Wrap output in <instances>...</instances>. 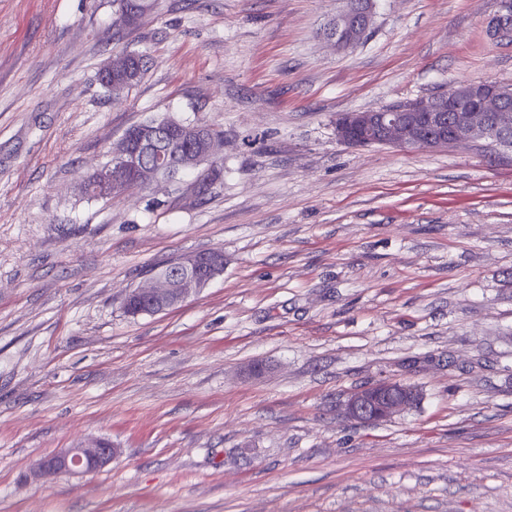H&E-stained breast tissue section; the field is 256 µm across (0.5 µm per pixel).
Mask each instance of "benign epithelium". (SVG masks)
Listing matches in <instances>:
<instances>
[{
	"label": "benign epithelium",
	"mask_w": 512,
	"mask_h": 512,
	"mask_svg": "<svg viewBox=\"0 0 512 512\" xmlns=\"http://www.w3.org/2000/svg\"><path fill=\"white\" fill-rule=\"evenodd\" d=\"M376 0H342L327 39L340 50L357 47L372 27ZM107 88L114 95L127 90L130 68L119 53L101 68ZM336 138L352 147L382 144L401 149L432 151L450 144L484 140L492 145H512V90L492 81H457L445 93L427 99H410L399 108L344 112L335 122ZM197 138L203 149L172 150L174 143ZM224 139L209 134L201 123L187 125L174 117L141 124L119 140L105 163L81 184L102 199L122 193L131 185L148 188L165 181L158 159L171 154L170 167L183 174L216 165L223 159ZM224 257L193 253L179 258L170 269L155 273L149 284L129 290L126 302L149 301L163 312L199 293L222 272ZM417 391L397 380H382L350 393L345 410L359 422H380L412 408ZM117 449L95 439L54 454L50 463L38 462L33 476L52 479L60 474H83L107 466Z\"/></svg>",
	"instance_id": "7a95c632"
}]
</instances>
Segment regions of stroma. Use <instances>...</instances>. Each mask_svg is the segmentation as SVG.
Segmentation results:
<instances>
[{"mask_svg":"<svg viewBox=\"0 0 512 512\" xmlns=\"http://www.w3.org/2000/svg\"><path fill=\"white\" fill-rule=\"evenodd\" d=\"M340 0H0V512H512V149L339 142L342 112L512 84L489 20L512 0H377L337 50ZM146 55L122 95L99 81ZM224 131L223 178L81 182L129 126ZM224 272L124 314L192 252ZM263 365L254 375L253 365ZM420 403L363 424L357 388ZM105 438L88 474L40 459ZM122 53L127 55L132 68V74L136 76V79L128 88V75L131 69L129 68L126 56L119 53L111 57L101 68V71L102 77L106 82H108L107 88L112 92L113 95L122 94L127 90V88L130 89L132 86L140 83L147 71V62L143 61V54L127 50L122 51Z\"/></svg>","mask_w":512,"mask_h":512,"instance_id":"obj_1","label":"stroma"}]
</instances>
